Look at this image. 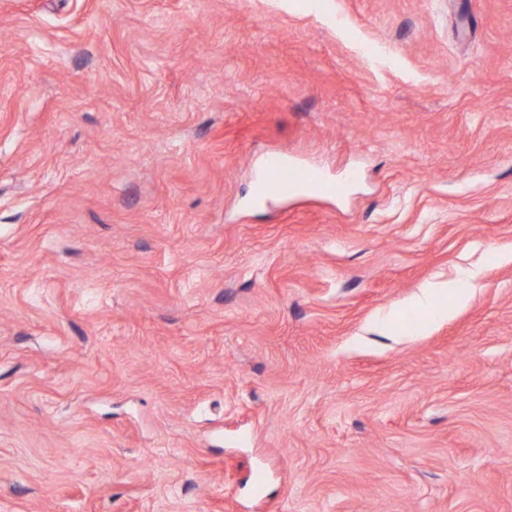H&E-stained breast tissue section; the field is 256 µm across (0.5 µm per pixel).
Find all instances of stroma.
Here are the masks:
<instances>
[{
  "instance_id": "35a3bbf8",
  "label": "stroma",
  "mask_w": 512,
  "mask_h": 512,
  "mask_svg": "<svg viewBox=\"0 0 512 512\" xmlns=\"http://www.w3.org/2000/svg\"><path fill=\"white\" fill-rule=\"evenodd\" d=\"M0 512H512V0H0ZM311 180L307 169L295 164L288 165L278 156H270L265 161L258 181L256 197L271 201L281 196L288 185L303 186ZM476 279V273L468 272L455 281L446 284L433 285L422 289L420 295L411 304L412 308L423 310L431 314L435 319L448 316L451 310L444 304V298L449 296L457 304L464 303L469 298V288Z\"/></svg>"
}]
</instances>
